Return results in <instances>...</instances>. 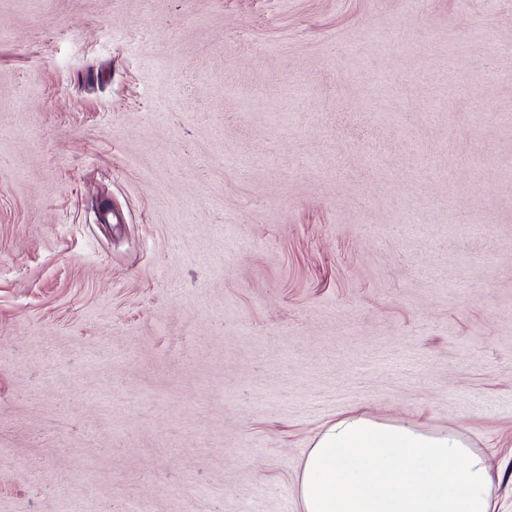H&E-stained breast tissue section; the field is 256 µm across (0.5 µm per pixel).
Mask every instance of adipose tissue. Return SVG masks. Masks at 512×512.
<instances>
[{
  "label": "adipose tissue",
  "instance_id": "obj_1",
  "mask_svg": "<svg viewBox=\"0 0 512 512\" xmlns=\"http://www.w3.org/2000/svg\"><path fill=\"white\" fill-rule=\"evenodd\" d=\"M493 482L457 431L348 415L316 436L298 492L303 512H492Z\"/></svg>",
  "mask_w": 512,
  "mask_h": 512
}]
</instances>
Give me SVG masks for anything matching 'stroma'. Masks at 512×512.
<instances>
[{
  "instance_id": "stroma-1",
  "label": "stroma",
  "mask_w": 512,
  "mask_h": 512,
  "mask_svg": "<svg viewBox=\"0 0 512 512\" xmlns=\"http://www.w3.org/2000/svg\"><path fill=\"white\" fill-rule=\"evenodd\" d=\"M512 0H0V512H302L348 413L512 512Z\"/></svg>"
}]
</instances>
